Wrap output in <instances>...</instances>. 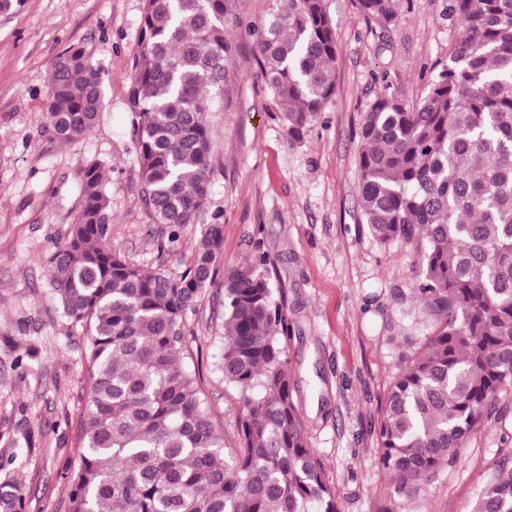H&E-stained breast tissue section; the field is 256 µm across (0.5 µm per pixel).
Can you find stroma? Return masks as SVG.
<instances>
[{
    "label": "stroma",
    "instance_id": "1",
    "mask_svg": "<svg viewBox=\"0 0 512 512\" xmlns=\"http://www.w3.org/2000/svg\"><path fill=\"white\" fill-rule=\"evenodd\" d=\"M335 29L336 92L291 140L262 75L253 33L269 0H234L227 25L232 77L214 124L212 207L224 212L222 261L268 254L284 290L290 367L312 448L340 512H381L395 479L379 462L378 424L401 366L435 325L417 297L411 249L383 244L364 223L358 149L364 112L383 88L415 104L460 36L450 0H403L390 26L359 0H324ZM143 0H22L0 14V455L33 442L13 475L27 512H67L63 473L78 455L89 382L71 330L45 282L57 242L80 210L83 168L104 167L115 249L144 269L174 266L206 231L193 224L176 253L158 250L160 227L143 206L132 142L127 63L138 50ZM83 46L102 71L104 107L76 141L47 129L52 64ZM206 400L227 439L238 394L214 367L224 353V291L208 289L188 318ZM501 417L470 434L461 463L441 469L403 512H473L486 483L512 468V389Z\"/></svg>",
    "mask_w": 512,
    "mask_h": 512
}]
</instances>
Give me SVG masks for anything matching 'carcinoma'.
I'll return each mask as SVG.
<instances>
[{"label": "carcinoma", "mask_w": 512, "mask_h": 512, "mask_svg": "<svg viewBox=\"0 0 512 512\" xmlns=\"http://www.w3.org/2000/svg\"><path fill=\"white\" fill-rule=\"evenodd\" d=\"M384 26L400 0H359ZM233 0H144L128 106L141 200L160 250L210 219L188 258L145 270L112 249L103 167L84 168L81 209L48 260V288L86 344L90 379L68 512H340L311 448L289 368L288 307L264 254L221 267L223 211H207L214 129L207 115L230 76ZM460 38L410 107L384 90L360 127L362 217L382 243L411 246L419 301L439 319L397 377L382 414L380 462L396 479L383 512H401L438 469L462 461L473 429L512 388V0H451ZM266 83L297 140L335 94L336 38L323 0H272L255 30ZM103 108L101 69L81 47L52 64L46 112L74 140ZM224 288L219 371L239 396L231 445L184 363L187 318ZM0 458V512H26ZM474 512H512V470Z\"/></svg>", "instance_id": "obj_1"}]
</instances>
